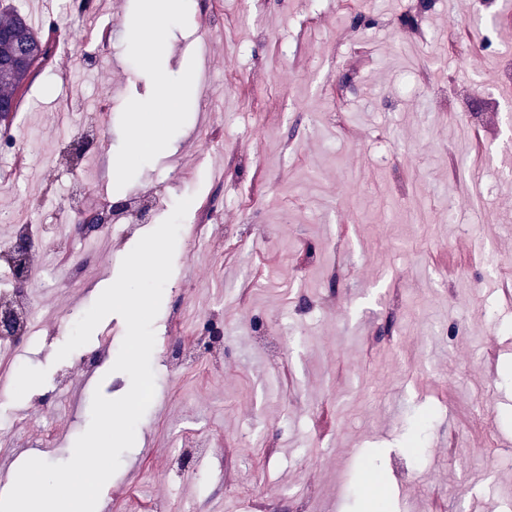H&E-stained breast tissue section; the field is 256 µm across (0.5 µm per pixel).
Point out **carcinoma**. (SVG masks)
Wrapping results in <instances>:
<instances>
[{
    "instance_id": "obj_1",
    "label": "carcinoma",
    "mask_w": 512,
    "mask_h": 512,
    "mask_svg": "<svg viewBox=\"0 0 512 512\" xmlns=\"http://www.w3.org/2000/svg\"><path fill=\"white\" fill-rule=\"evenodd\" d=\"M0 27L11 33H19L24 38L18 45L11 40L0 41V59L9 61V65L0 73V127H6L17 111L18 95L33 68L48 60L50 46L27 18L17 11L0 19Z\"/></svg>"
}]
</instances>
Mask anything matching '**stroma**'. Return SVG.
<instances>
[{"instance_id":"obj_1","label":"stroma","mask_w":512,"mask_h":512,"mask_svg":"<svg viewBox=\"0 0 512 512\" xmlns=\"http://www.w3.org/2000/svg\"><path fill=\"white\" fill-rule=\"evenodd\" d=\"M54 0L46 23L56 52L22 90L8 130L25 168L0 183V228L22 212L41 224L62 217L70 176L51 152L86 115L104 114L88 189L110 201L150 184L166 207L203 205L224 186V236L245 249H195L183 222L173 272L155 319V395L134 446L110 485L143 483L156 512H184L189 499L211 512H257L288 492L303 512H359L361 499L388 512H512V0H429L413 25L407 0H307L261 7L235 21L238 0H219L201 26L199 8L169 21L149 57L133 48L141 0H95L75 19ZM359 14L370 26H353ZM112 27L101 48L89 27ZM493 30L497 48L481 36ZM420 66L421 93L401 86ZM196 72L197 95L165 142L128 160L109 179L108 154L125 152L133 112L153 110L156 73ZM358 73L352 92L339 80ZM74 111L61 119L60 100ZM300 122L294 153L276 156L279 121ZM222 127L224 147L199 138ZM393 136L394 150L378 143ZM492 186L486 206L453 212L472 163ZM141 233L103 250L96 268L69 288L39 294L54 305L37 345L23 355L22 392L0 394V426L28 411L40 432L41 402L81 351L56 361L67 337L58 313L86 312L118 276ZM219 308L226 358L199 360L179 376L165 361L169 322ZM274 338L269 351L258 333ZM70 417L57 422L53 463L67 461L90 422L94 392L130 388L111 361L78 374ZM429 413L422 454L408 445L415 418ZM208 450L184 473L166 462L178 437Z\"/></svg>"}]
</instances>
